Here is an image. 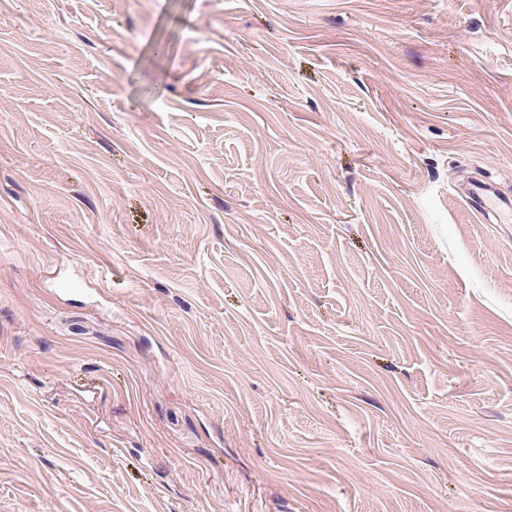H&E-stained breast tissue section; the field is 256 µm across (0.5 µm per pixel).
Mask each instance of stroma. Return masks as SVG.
Segmentation results:
<instances>
[{"instance_id": "obj_1", "label": "stroma", "mask_w": 512, "mask_h": 512, "mask_svg": "<svg viewBox=\"0 0 512 512\" xmlns=\"http://www.w3.org/2000/svg\"><path fill=\"white\" fill-rule=\"evenodd\" d=\"M512 0H0V512H512ZM497 188L489 182H475L463 190V198L467 204L479 212H486L491 206L490 202L495 198L502 202L511 211L510 201L503 202Z\"/></svg>"}]
</instances>
